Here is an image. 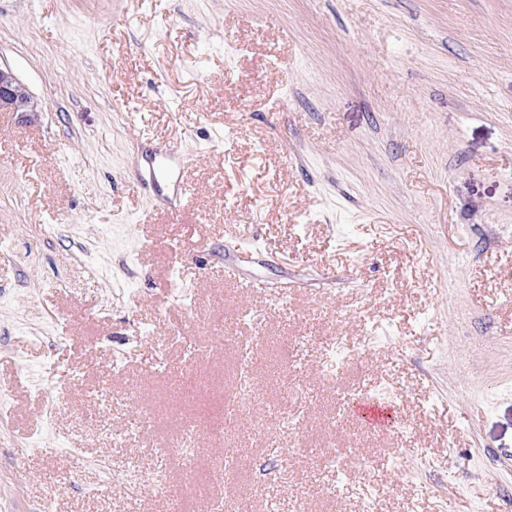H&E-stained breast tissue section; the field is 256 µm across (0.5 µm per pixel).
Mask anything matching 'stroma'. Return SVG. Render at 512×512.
Listing matches in <instances>:
<instances>
[{
  "instance_id": "stroma-1",
  "label": "stroma",
  "mask_w": 512,
  "mask_h": 512,
  "mask_svg": "<svg viewBox=\"0 0 512 512\" xmlns=\"http://www.w3.org/2000/svg\"><path fill=\"white\" fill-rule=\"evenodd\" d=\"M0 64V512H512V0H0ZM0 112H17L27 116L39 112L38 105L28 87L14 72L0 64Z\"/></svg>"
}]
</instances>
